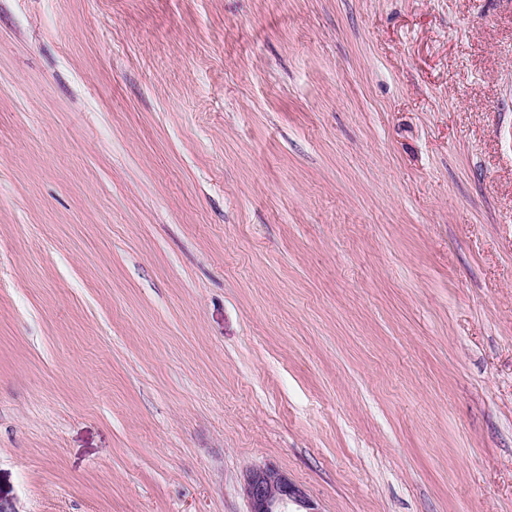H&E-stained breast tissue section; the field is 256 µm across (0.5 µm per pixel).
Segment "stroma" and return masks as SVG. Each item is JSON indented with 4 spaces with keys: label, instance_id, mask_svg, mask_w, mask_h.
Segmentation results:
<instances>
[{
    "label": "stroma",
    "instance_id": "obj_1",
    "mask_svg": "<svg viewBox=\"0 0 512 512\" xmlns=\"http://www.w3.org/2000/svg\"><path fill=\"white\" fill-rule=\"evenodd\" d=\"M512 512V0H0V507ZM243 491L251 505L250 512H291L285 510L288 502L310 506L304 493L271 465L250 469Z\"/></svg>",
    "mask_w": 512,
    "mask_h": 512
}]
</instances>
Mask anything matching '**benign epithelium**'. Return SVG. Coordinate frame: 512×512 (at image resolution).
<instances>
[{"mask_svg": "<svg viewBox=\"0 0 512 512\" xmlns=\"http://www.w3.org/2000/svg\"><path fill=\"white\" fill-rule=\"evenodd\" d=\"M243 491L251 505L250 512H287L285 506L290 502L309 505L304 493L271 465L250 469Z\"/></svg>", "mask_w": 512, "mask_h": 512, "instance_id": "obj_1", "label": "benign epithelium"}]
</instances>
